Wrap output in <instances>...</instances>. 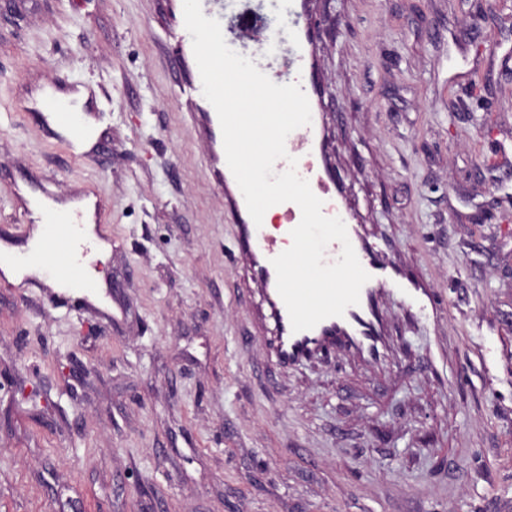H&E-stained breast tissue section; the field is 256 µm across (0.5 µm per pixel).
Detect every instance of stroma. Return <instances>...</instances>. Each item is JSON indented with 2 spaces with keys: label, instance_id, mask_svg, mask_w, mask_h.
Returning a JSON list of instances; mask_svg holds the SVG:
<instances>
[{
  "label": "stroma",
  "instance_id": "1",
  "mask_svg": "<svg viewBox=\"0 0 512 512\" xmlns=\"http://www.w3.org/2000/svg\"><path fill=\"white\" fill-rule=\"evenodd\" d=\"M307 49L337 193L432 291L383 360L279 366L212 174L183 0H0V242L26 193L99 198L113 326L0 275V512H512V0H328ZM281 0H224L276 83ZM86 91L81 158L53 89Z\"/></svg>",
  "mask_w": 512,
  "mask_h": 512
}]
</instances>
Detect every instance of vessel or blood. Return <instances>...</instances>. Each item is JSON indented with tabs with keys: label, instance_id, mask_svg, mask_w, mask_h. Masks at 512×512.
I'll use <instances>...</instances> for the list:
<instances>
[{
	"label": "vessel or blood",
	"instance_id": "vessel-or-blood-1",
	"mask_svg": "<svg viewBox=\"0 0 512 512\" xmlns=\"http://www.w3.org/2000/svg\"><path fill=\"white\" fill-rule=\"evenodd\" d=\"M46 105L66 128L72 155H79L84 138L80 113L58 97L48 98ZM320 149L317 124L300 127L288 147V159L276 161L274 170L278 173L286 171L292 166L288 163L289 158H296L297 163L292 167L309 182L318 198H326L333 192V180L319 163ZM214 162V173L224 188L225 204L238 227L240 253L247 263L258 269L265 300L277 320V332L267 341L266 349L279 365H293L316 356L336 338L342 339L346 349L355 354L368 358L379 356L383 338L376 327V307L379 299L385 297L398 298L407 312L421 319L437 318L431 291L405 278L397 269L377 262L373 245L351 226L347 229L348 238L361 266L369 275L360 291L358 304L348 307L343 316L326 318L308 330L293 331L287 308L277 291V276L272 264L273 258L283 250L282 242L269 234L266 227L256 226L253 222L242 193L234 189L236 180L227 165L223 143L219 140L214 143ZM46 221L50 229L67 241L66 248L49 265L53 281L61 277H81L80 258L93 249L92 242L82 234L81 222L56 211L48 212ZM53 281L44 285L43 291L55 297L59 291Z\"/></svg>",
	"mask_w": 512,
	"mask_h": 512
}]
</instances>
